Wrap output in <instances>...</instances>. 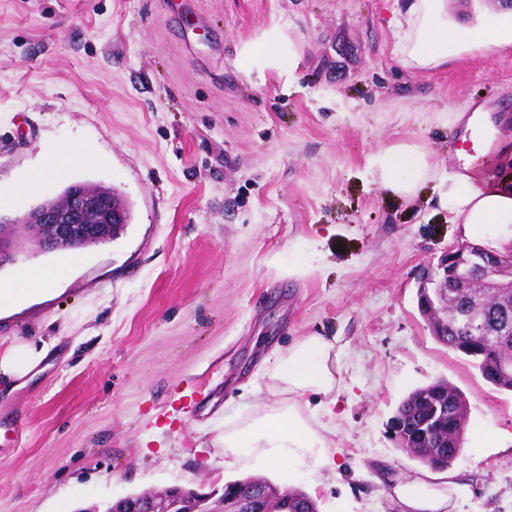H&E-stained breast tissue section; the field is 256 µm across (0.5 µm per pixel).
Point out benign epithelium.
<instances>
[{"instance_id": "7a95c632", "label": "benign epithelium", "mask_w": 512, "mask_h": 512, "mask_svg": "<svg viewBox=\"0 0 512 512\" xmlns=\"http://www.w3.org/2000/svg\"><path fill=\"white\" fill-rule=\"evenodd\" d=\"M32 230V241L47 250L62 244L80 243L87 247L106 243L126 224L125 206L107 194L89 189L82 183L71 185L70 192L53 204L23 218ZM20 224L0 218V262H15V240ZM476 268L483 280L500 290L512 289V253L502 255L484 245L470 241L448 247L435 264L423 268L417 286V298L426 316L430 335L441 336L446 329L441 314L448 313V284L461 278L464 271ZM462 335L470 337V347L481 356H491L493 363L486 373L495 385L512 381V360L503 361L490 355L485 337L492 329L479 318L462 323ZM416 406L423 412L396 414L391 418L393 439L414 448H435L436 434L443 428L464 424L448 417V391L434 388L418 396ZM121 508L109 507L105 512H265L261 501L242 496H224L216 491L198 492L182 485H172L151 495H130L119 499Z\"/></svg>"}]
</instances>
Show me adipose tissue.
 I'll list each match as a JSON object with an SVG mask.
<instances>
[{
    "label": "adipose tissue",
    "mask_w": 512,
    "mask_h": 512,
    "mask_svg": "<svg viewBox=\"0 0 512 512\" xmlns=\"http://www.w3.org/2000/svg\"><path fill=\"white\" fill-rule=\"evenodd\" d=\"M401 40L418 65L436 64L449 54L471 48L512 47V25L453 28L448 24V0H415ZM466 123L471 139L495 147L489 163L492 175L478 178L470 162L448 175V191L440 198L454 223L468 237H486L497 252L512 250V143L505 131L512 120L485 110ZM380 181L403 196L429 178L425 154L399 145L377 153L370 161ZM344 349L332 336H303L275 359L269 372L272 401L254 407L222 438L227 466L263 461L291 470L335 472L338 462L330 436L336 431L337 395L341 386ZM467 493L458 473H420L394 482L392 499L398 512H454Z\"/></svg>",
    "instance_id": "1"
}]
</instances>
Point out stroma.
Segmentation results:
<instances>
[{
	"instance_id": "1",
	"label": "stroma",
	"mask_w": 512,
	"mask_h": 512,
	"mask_svg": "<svg viewBox=\"0 0 512 512\" xmlns=\"http://www.w3.org/2000/svg\"><path fill=\"white\" fill-rule=\"evenodd\" d=\"M408 0H0V188L63 153L65 175L0 217L73 183L115 189L128 224L110 242L34 251L64 264L48 291L0 310V350L49 344L34 377L0 385V512H83L173 484L267 479L320 512H393L389 480L422 463L390 419L443 378L468 403L452 464L458 512H512V392L438 343L417 308L423 265L460 240L439 204L384 188L378 151L417 146L459 162L452 113L512 114V48L417 66L395 48ZM501 0H448V23L507 18ZM279 25L297 80L256 86L245 45ZM346 344L336 472L229 467L219 442L267 401L261 370L297 338Z\"/></svg>"
}]
</instances>
